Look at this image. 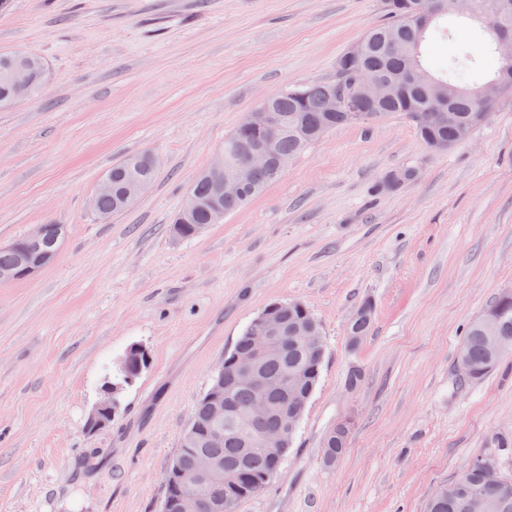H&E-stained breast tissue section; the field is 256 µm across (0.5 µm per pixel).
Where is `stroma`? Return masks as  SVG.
I'll return each instance as SVG.
<instances>
[{"mask_svg": "<svg viewBox=\"0 0 512 512\" xmlns=\"http://www.w3.org/2000/svg\"><path fill=\"white\" fill-rule=\"evenodd\" d=\"M384 0H7L0 52L47 68L38 99L0 110V247L65 225L55 261L0 283V512H162L163 475L216 368L252 319L303 302L324 339L320 380L278 475L237 512H426L473 459L512 477V355L457 387L463 329L512 289V96L439 152L392 115L342 126L191 240L171 234L189 186L263 98L336 77ZM486 28L426 45L431 68ZM158 165L110 223L92 200L129 154ZM418 178L388 191L393 170ZM373 326L346 329L362 304ZM147 368L90 428L107 365ZM362 380L349 386L352 370ZM354 424L325 466L323 441ZM362 314H364L363 310L356 312L347 325V335H348L349 341L352 345H354L356 343L357 338H358V342H359L365 336H368L371 331V328H372V324H373L372 310L366 312L361 318H358ZM356 318H358V319L355 320ZM351 325H352V336H350L351 335ZM355 336H357V338Z\"/></svg>", "mask_w": 512, "mask_h": 512, "instance_id": "35a3bbf8", "label": "stroma"}]
</instances>
